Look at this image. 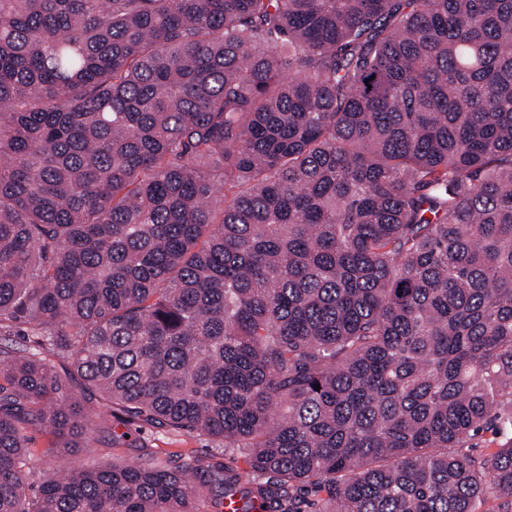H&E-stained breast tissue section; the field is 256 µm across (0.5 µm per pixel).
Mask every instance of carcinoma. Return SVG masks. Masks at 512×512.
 Segmentation results:
<instances>
[{"instance_id": "1", "label": "carcinoma", "mask_w": 512, "mask_h": 512, "mask_svg": "<svg viewBox=\"0 0 512 512\" xmlns=\"http://www.w3.org/2000/svg\"><path fill=\"white\" fill-rule=\"evenodd\" d=\"M23 326L0 512H512V0H0ZM49 355L112 444L201 432L248 469L29 482L31 431L93 435ZM67 393L73 394V397L78 401L80 406L90 414L93 419V424L97 426L100 423L101 418H97L94 414L100 413L103 409L102 402L99 401L98 397L88 391H83L81 386L76 381H71L68 386Z\"/></svg>"}]
</instances>
